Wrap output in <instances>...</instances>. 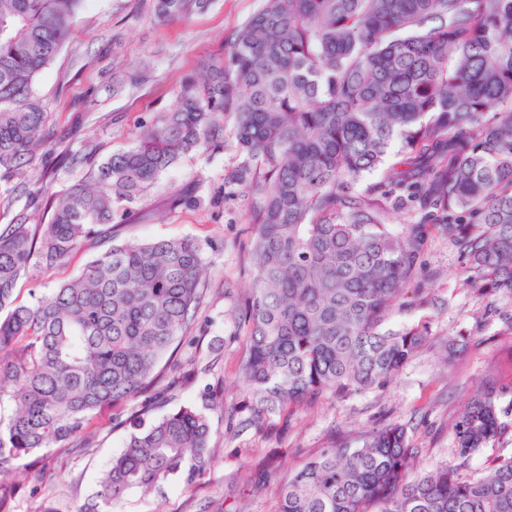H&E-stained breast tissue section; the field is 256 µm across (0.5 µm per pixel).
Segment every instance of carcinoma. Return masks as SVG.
Listing matches in <instances>:
<instances>
[{
	"label": "carcinoma",
	"mask_w": 512,
	"mask_h": 512,
	"mask_svg": "<svg viewBox=\"0 0 512 512\" xmlns=\"http://www.w3.org/2000/svg\"><path fill=\"white\" fill-rule=\"evenodd\" d=\"M84 2L0 0V179L51 211L46 224L22 213L0 225V512H11L15 466L41 450L89 447L91 419L109 406L138 410L100 478L101 503L78 512H111L133 491L176 477L190 488L204 475L208 414L153 416L163 380L191 379L180 349L201 330L196 242H115L36 303L14 293L31 263L55 268L110 232L182 157L224 148L228 115L240 163L224 184L247 200L252 255L230 426L258 430L292 405L397 376L430 339L417 325L385 324L408 306L432 218L479 296L512 294V0H263L134 146L53 197L48 174L80 156L36 154L48 112L34 84ZM210 3L152 0L151 15L185 21ZM145 79L109 76L115 90ZM397 144L404 160L384 167ZM38 165L36 186L24 170ZM394 192L419 221L388 222ZM504 394L492 386L471 398L452 422V461L413 479L416 449L401 424L331 443L288 478L279 512H512V456L461 474L503 433Z\"/></svg>",
	"instance_id": "cac0c4a2"
}]
</instances>
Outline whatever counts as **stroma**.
Returning a JSON list of instances; mask_svg holds the SVG:
<instances>
[{
	"mask_svg": "<svg viewBox=\"0 0 512 512\" xmlns=\"http://www.w3.org/2000/svg\"><path fill=\"white\" fill-rule=\"evenodd\" d=\"M151 0H86L73 34L54 63L39 77L35 90L49 113L47 147L80 149L96 145V160L131 146L141 126L171 108L182 79L208 54L220 53L234 30L256 13L262 0H211L208 10L186 22L154 21ZM150 62L151 78L135 87L112 91L107 73ZM238 162L233 145L192 153L163 173L157 184L130 209L116 228L118 240L153 242L191 238L202 248L207 293L200 311L205 326L202 345L184 343L194 360V379L169 391L159 406L167 412L183 405L205 406L208 392L223 384L227 401L241 385L245 347L235 320L250 289L245 273L250 251L247 202L228 194L221 204L210 199L224 185V174ZM201 198L200 206L180 205V194ZM112 239V240H115ZM99 238L47 271L30 267L18 281L19 303L51 293L77 275L83 265L107 249ZM463 258L446 235L433 231L419 272L421 285L434 299L429 308L395 310L387 321L397 329L426 325L434 341L423 347L385 387L348 398L325 397L294 408L287 421L263 431L228 429L225 412H208L213 459L192 488L174 479L149 494H130L113 512H279V486L327 444L356 441L362 431L388 422L407 428L417 455L411 476L448 462L453 446L451 423L461 406L485 383L512 382V295L479 297L460 275ZM470 339L452 360L444 347L458 333ZM508 427L465 468L475 474L494 460L512 456V395L500 402ZM129 408H107L92 420L93 444L67 453L38 452L12 473L13 512H79L94 501L100 473L119 454L130 432ZM279 466L263 489L250 482L254 467L270 450Z\"/></svg>",
	"mask_w": 512,
	"mask_h": 512,
	"instance_id": "stroma-1",
	"label": "stroma"
}]
</instances>
